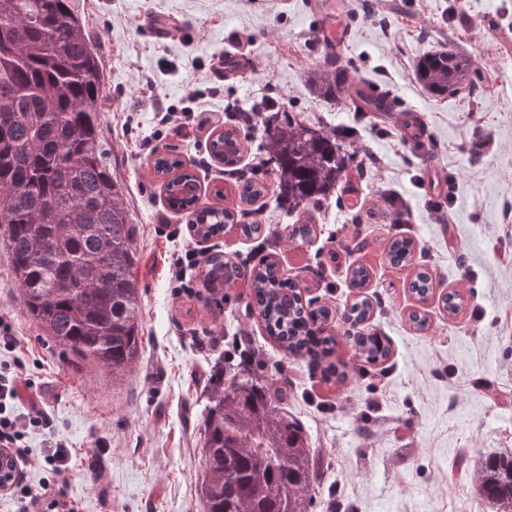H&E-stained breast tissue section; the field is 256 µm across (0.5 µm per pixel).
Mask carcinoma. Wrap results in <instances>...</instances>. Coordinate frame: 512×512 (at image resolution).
<instances>
[{
    "label": "carcinoma",
    "mask_w": 512,
    "mask_h": 512,
    "mask_svg": "<svg viewBox=\"0 0 512 512\" xmlns=\"http://www.w3.org/2000/svg\"><path fill=\"white\" fill-rule=\"evenodd\" d=\"M415 71L429 92L447 96L471 86L476 68L444 49L420 57ZM309 79L317 96L337 105L349 100L364 116L393 110L389 93L354 85L345 64L327 61ZM103 93L100 53L84 35L75 0H0V240L32 322L64 354L122 375L142 354L138 259L133 221L102 136ZM228 111L248 131L263 127L274 199L288 204V214L321 204L349 181L358 150L335 131L293 116L279 123L263 104L246 109L232 103ZM209 150L234 170L243 152L239 130L217 136ZM154 170L168 176L169 206L193 211L195 236L212 238L228 224L240 225L248 238L260 232V225L240 223L231 209L195 208L198 182L180 159L159 157ZM265 193V184L252 179L240 190L244 200ZM389 257L396 265L410 262L411 241L394 239ZM240 279L251 288L268 335L289 354L308 358L325 380L335 376L336 367L324 361L336 341L320 328L328 307L303 305L299 285L284 280L272 259L248 268L221 254L209 258L210 301H224V286ZM411 288L428 298L429 272L419 270ZM371 310L366 299L354 302L345 319L354 328ZM352 344L353 357L369 364L389 355L385 338L375 332H357ZM286 388L257 377L244 362L228 361L211 375L203 512H308L312 457L302 428L280 407ZM455 468L494 512H512V452L461 455Z\"/></svg>",
    "instance_id": "carcinoma-1"
}]
</instances>
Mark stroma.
<instances>
[{
  "label": "stroma",
  "instance_id": "1",
  "mask_svg": "<svg viewBox=\"0 0 512 512\" xmlns=\"http://www.w3.org/2000/svg\"><path fill=\"white\" fill-rule=\"evenodd\" d=\"M84 31L103 45V134L112 175L124 190L135 228L143 353L131 372H111L66 356L42 339L26 315L0 246V319L15 344L0 362L28 379L51 421L29 429L31 467L24 483L48 471L51 437L66 441L69 463L58 486L78 512H202L206 380L234 346L255 354L258 374L282 370L284 407L301 424L320 466L309 512H492L453 471L462 452L512 451V0H80ZM340 28V44L317 31ZM454 48L478 70L470 89L430 94L415 64L429 51ZM337 51L358 81L393 91L426 135L428 154L405 141L383 114L361 118L351 105L315 97L310 71ZM238 59L216 79L212 63ZM273 99L289 116L333 129L354 143L352 189L307 210L314 232L288 240L286 207L266 195L247 203L240 185L273 183L261 137L244 143L235 175L208 157L209 143L233 128L225 107ZM198 105L202 127L178 115ZM184 160L201 184L199 206L221 205L265 225L262 237L236 226L208 240L193 236L189 212L168 207L160 156ZM449 204L440 223L434 204ZM411 238L415 262L391 265L392 239ZM194 260L173 282L186 251ZM247 266L272 259L304 299L331 308L340 377L324 380L264 332L250 289H224V309L206 303L203 280L214 253ZM369 278L352 287L353 268ZM433 294L410 289L418 268ZM459 292L451 314L440 297ZM373 305L367 327L384 336L389 357L353 359L343 314L355 300ZM424 315L416 328L411 313Z\"/></svg>",
  "mask_w": 512,
  "mask_h": 512
}]
</instances>
